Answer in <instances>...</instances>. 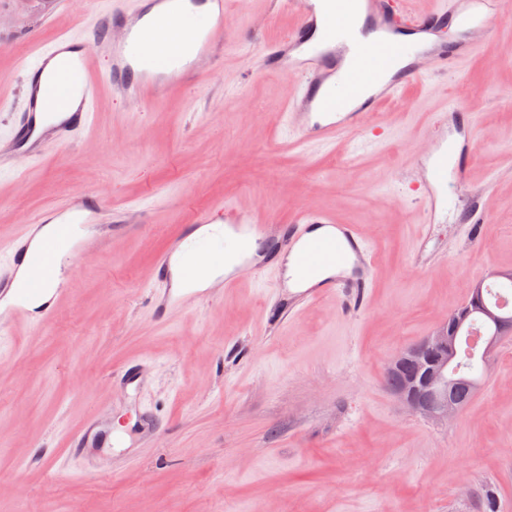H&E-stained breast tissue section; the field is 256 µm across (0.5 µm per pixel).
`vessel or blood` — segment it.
<instances>
[{"instance_id":"vessel-or-blood-1","label":"vessel or blood","mask_w":512,"mask_h":512,"mask_svg":"<svg viewBox=\"0 0 512 512\" xmlns=\"http://www.w3.org/2000/svg\"><path fill=\"white\" fill-rule=\"evenodd\" d=\"M471 2L473 10L467 13L458 0H436L428 12L418 15L408 0H364L366 16L359 24L349 22L337 10L319 16L315 0H281L282 6L295 15L296 24L284 37L269 44L265 62L269 68L299 80L298 91L288 101V119L297 125L300 140L334 142L338 134L364 128L370 115L381 111L404 87L421 82L431 73H458L464 62L479 54L480 37L487 32L486 16L499 4V0ZM188 4L208 6L216 30H224L230 22L224 0H151L152 7L162 9L173 21L180 18ZM150 29L145 10L116 11L96 44L64 38L44 51L47 60L68 54L69 71L81 78L78 108L51 127L40 128V85L32 83L10 150L0 152V164L10 165L18 157L74 143L92 125V110L102 85L145 105L162 91L179 86L185 73L197 71L200 61L214 54L211 40L204 38L198 42L195 58L154 71L145 66L137 52L138 46L147 42ZM441 31L448 32V39L432 48L424 46L422 35ZM102 49L112 57V66L105 72L95 66L96 55ZM424 184L422 221L426 224L431 223L437 203L447 192L467 189L458 164L449 171L434 167ZM103 208L99 201L77 213L69 208L59 211L56 218L63 224H93ZM216 223L222 224L224 238L232 247H241L252 239L272 238L280 252L295 254L299 266L309 271L340 263L346 254L354 255L356 265L351 273L329 276L314 288L297 289L293 301L310 302L326 294H358L371 279L376 257L354 225L333 226L327 218L314 214L298 215L288 224H260L228 206H212L199 213L195 223L188 225L185 234L179 235L154 263L152 278L164 286L163 293L153 297L160 317L205 299L203 289L173 287L171 259L182 250L188 234ZM328 225L335 230L334 239L306 248L312 230ZM43 227L40 220L22 225L7 245L9 261L0 269V325L29 321L47 325L55 317L56 304L64 291L58 280L69 256L56 252L54 239L40 238ZM36 296L41 303L34 309L30 303ZM114 445V438L93 421L73 436L70 452L79 455L88 448Z\"/></svg>"}]
</instances>
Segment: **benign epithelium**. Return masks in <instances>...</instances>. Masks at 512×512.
<instances>
[{
	"instance_id": "obj_1",
	"label": "benign epithelium",
	"mask_w": 512,
	"mask_h": 512,
	"mask_svg": "<svg viewBox=\"0 0 512 512\" xmlns=\"http://www.w3.org/2000/svg\"><path fill=\"white\" fill-rule=\"evenodd\" d=\"M448 323L440 324L420 343L396 354L390 368L403 372L394 395L411 413L444 424L456 418L460 403L448 396V351L453 345Z\"/></svg>"
}]
</instances>
